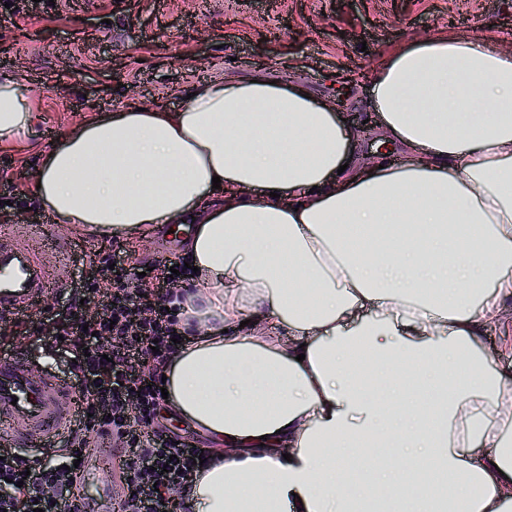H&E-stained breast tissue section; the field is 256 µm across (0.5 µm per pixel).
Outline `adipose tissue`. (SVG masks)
I'll list each match as a JSON object with an SVG mask.
<instances>
[{"label":"adipose tissue","instance_id":"adipose-tissue-1","mask_svg":"<svg viewBox=\"0 0 512 512\" xmlns=\"http://www.w3.org/2000/svg\"><path fill=\"white\" fill-rule=\"evenodd\" d=\"M194 90L60 131L34 192L104 237L194 223L162 402L213 443L186 507L512 512V384L479 346L512 304V53L393 49L369 96L399 165L303 83ZM31 120L0 81V146Z\"/></svg>","mask_w":512,"mask_h":512}]
</instances>
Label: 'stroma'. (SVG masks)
I'll return each instance as SVG.
<instances>
[{"mask_svg":"<svg viewBox=\"0 0 512 512\" xmlns=\"http://www.w3.org/2000/svg\"><path fill=\"white\" fill-rule=\"evenodd\" d=\"M439 32L512 47V0H0V80L26 91L33 122L21 142L0 147V189L20 224L67 242L72 285L112 247L122 251L129 288L153 290L142 275L178 260L185 231L153 226L131 240H105L56 221L28 188L57 134L135 103L171 110L197 83L256 71L304 83L364 127V154L378 148L368 84L344 86L336 72L367 69L397 46ZM495 368L512 378V321L480 338Z\"/></svg>","mask_w":512,"mask_h":512,"instance_id":"1","label":"stroma"}]
</instances>
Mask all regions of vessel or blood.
<instances>
[{"instance_id": "obj_1", "label": "vessel or blood", "mask_w": 512, "mask_h": 512, "mask_svg": "<svg viewBox=\"0 0 512 512\" xmlns=\"http://www.w3.org/2000/svg\"><path fill=\"white\" fill-rule=\"evenodd\" d=\"M59 246L44 243L30 225L11 226L8 242L0 241V317L28 319L40 311L51 293H63L70 283ZM78 417L75 389L69 379L37 366L25 355H0V446L48 448L64 440ZM106 452H94L89 471L97 487L85 512H107L114 483Z\"/></svg>"}]
</instances>
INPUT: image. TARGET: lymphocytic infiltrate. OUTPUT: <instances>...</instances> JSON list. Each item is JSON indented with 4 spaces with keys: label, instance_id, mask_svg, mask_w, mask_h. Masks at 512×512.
<instances>
[{
    "label": "lymphocytic infiltrate",
    "instance_id": "f902f5d3",
    "mask_svg": "<svg viewBox=\"0 0 512 512\" xmlns=\"http://www.w3.org/2000/svg\"><path fill=\"white\" fill-rule=\"evenodd\" d=\"M192 276L176 261L162 266L156 296L127 288L117 274L74 290L64 345L81 414L62 460L0 451V512H79L85 496L73 462L105 441L117 445L115 467L124 485L119 512H186L183 492L206 453L158 427L157 380L179 349L174 284Z\"/></svg>",
    "mask_w": 512,
    "mask_h": 512
}]
</instances>
